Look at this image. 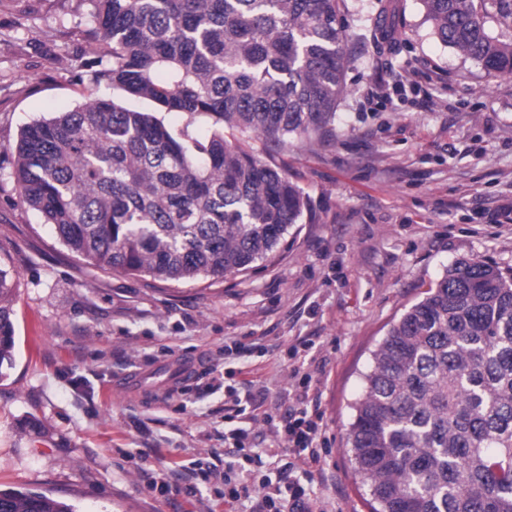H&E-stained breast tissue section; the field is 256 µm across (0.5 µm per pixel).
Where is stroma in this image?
I'll return each mask as SVG.
<instances>
[{
    "instance_id": "1",
    "label": "stroma",
    "mask_w": 512,
    "mask_h": 512,
    "mask_svg": "<svg viewBox=\"0 0 512 512\" xmlns=\"http://www.w3.org/2000/svg\"><path fill=\"white\" fill-rule=\"evenodd\" d=\"M344 0L346 90L336 135L284 162L310 201L278 256L242 275L169 283L102 271L22 204L10 176L21 129L85 100L81 0H0V263L14 280L15 349L0 374V487L77 512H225L234 485L287 486L304 469L269 423L235 471L230 390L288 413L292 368L327 440L311 486L326 512H369L347 430L390 325L461 258L512 267V78L442 45L421 0ZM188 383L171 380L188 364ZM138 376L119 390L115 381Z\"/></svg>"
}]
</instances>
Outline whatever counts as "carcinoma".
Segmentation results:
<instances>
[{
    "label": "carcinoma",
    "instance_id": "obj_1",
    "mask_svg": "<svg viewBox=\"0 0 512 512\" xmlns=\"http://www.w3.org/2000/svg\"><path fill=\"white\" fill-rule=\"evenodd\" d=\"M83 2L95 53L84 66L117 95L21 130V202L104 270L187 282L268 260L308 208L276 156L334 136L343 0ZM422 2L443 45L512 78V0ZM163 112L186 122L170 127ZM201 118L204 134L193 128ZM13 315V277L0 266V367L13 357ZM372 360L348 429L372 512H512V268L454 262ZM0 512L75 510L0 489Z\"/></svg>",
    "mask_w": 512,
    "mask_h": 512
}]
</instances>
